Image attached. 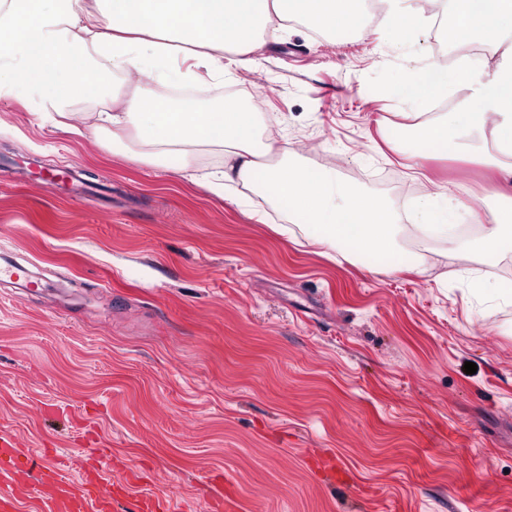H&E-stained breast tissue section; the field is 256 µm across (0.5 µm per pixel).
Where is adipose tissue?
I'll list each match as a JSON object with an SVG mask.
<instances>
[{
	"label": "adipose tissue",
	"instance_id": "obj_1",
	"mask_svg": "<svg viewBox=\"0 0 512 512\" xmlns=\"http://www.w3.org/2000/svg\"><path fill=\"white\" fill-rule=\"evenodd\" d=\"M381 4L383 21L397 40L426 20L454 45L512 41V0H446L442 12L426 17L407 7L406 0ZM363 6L364 0H0V46L15 52L0 62V97L34 91L49 118L65 119L62 103L111 95L92 66L100 61L127 74L133 87L112 111L83 118L85 132H111L113 154L162 167L176 155L179 173L189 178L201 152L219 153L223 169L205 177L212 193L225 196L228 184L241 183L306 227L309 246L343 244L371 272L417 270L422 260L398 247L395 229L403 218L386 201L323 169H284L287 140L273 129L256 133L254 113L230 108L194 112L189 104L161 101L152 92L156 79L186 81L197 67L223 73L230 48L240 54V66L249 67V51L271 28L298 22L329 37L357 31ZM186 60L193 61V69H180ZM473 65L465 55L456 67L435 69L423 79L396 75L389 96L421 111L412 125L387 129L385 140L409 160L431 153L480 155L512 177V60L496 63L486 80L473 87L478 109L422 110L429 100L447 97L449 86L461 83ZM464 207L463 201L449 202L444 185L434 184L415 206L416 229L428 240L446 237L449 248L443 256L451 262L476 254L489 263L512 251L511 213L491 210L476 216L480 231L465 240L456 225Z\"/></svg>",
	"mask_w": 512,
	"mask_h": 512
}]
</instances>
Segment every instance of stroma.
<instances>
[{"label":"stroma","mask_w":512,"mask_h":512,"mask_svg":"<svg viewBox=\"0 0 512 512\" xmlns=\"http://www.w3.org/2000/svg\"><path fill=\"white\" fill-rule=\"evenodd\" d=\"M447 55L425 26L399 43L381 22L336 38L293 22L250 67L230 51L185 87L196 112L262 92L293 162L398 209L446 184L466 226L512 205L486 166L409 169L384 141L413 111L387 81ZM66 167L82 196L44 185ZM305 233L250 191L231 204L113 155L111 134L53 127L37 95L0 98V254L41 282L0 283V434L74 482L111 449L116 512H218L220 494L242 512H512V302L494 293L512 252L456 277L370 273Z\"/></svg>","instance_id":"stroma-1"}]
</instances>
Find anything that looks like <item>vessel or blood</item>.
Here are the masks:
<instances>
[{
    "label": "vessel or blood",
    "mask_w": 512,
    "mask_h": 512,
    "mask_svg": "<svg viewBox=\"0 0 512 512\" xmlns=\"http://www.w3.org/2000/svg\"><path fill=\"white\" fill-rule=\"evenodd\" d=\"M34 475L41 484L40 512H112V499L98 483L63 482L53 464L7 446L0 448V512H18Z\"/></svg>",
    "instance_id": "1"
}]
</instances>
